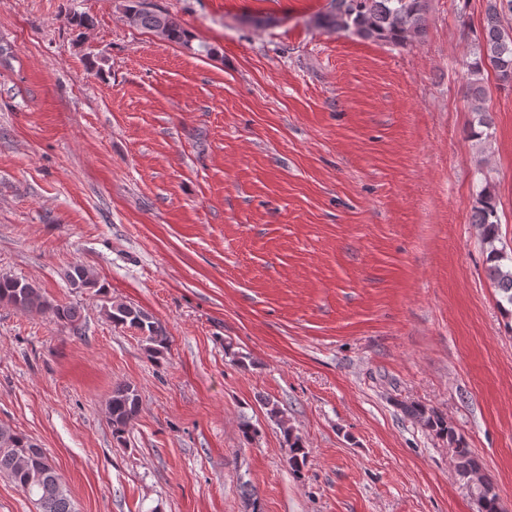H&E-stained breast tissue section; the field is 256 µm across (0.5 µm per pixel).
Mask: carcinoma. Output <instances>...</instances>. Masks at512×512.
I'll return each mask as SVG.
<instances>
[{
    "instance_id": "carcinoma-1",
    "label": "carcinoma",
    "mask_w": 512,
    "mask_h": 512,
    "mask_svg": "<svg viewBox=\"0 0 512 512\" xmlns=\"http://www.w3.org/2000/svg\"><path fill=\"white\" fill-rule=\"evenodd\" d=\"M428 0H330L329 10L318 16L316 26L329 30L350 31L357 37L372 42L404 47L424 35V16ZM126 17L133 26L148 29L164 40L178 43L200 55L210 56L214 49L200 43L193 46L194 35L184 29L175 18L144 0H131ZM470 81L468 99L471 111L477 116L480 127L490 128L491 117L485 106L487 89L484 72L495 73L499 85L512 90V0H487L485 21L481 37L472 57L467 62ZM472 221L480 226L481 236L487 246L488 273L502 301L512 306V269H503L502 262H512L502 248H497L498 216L495 196L490 187H483L472 201ZM67 280L75 288L94 284L88 271L76 265L66 273ZM0 302L16 307L22 312L52 311L54 316L71 325L79 320L73 306L52 304L38 286L18 278H0ZM104 312L116 326L139 328L145 331L146 351L159 357L167 349L169 336L151 315L140 308L125 303L104 307ZM112 435L122 441L126 429L139 413L140 395L127 384L112 389ZM267 415L280 425L289 446L288 463L292 470H301L307 462V453L299 437L293 433L283 418V411L275 401H265ZM405 411L436 436L448 440L454 447L456 470L465 480L476 498L480 512H500L499 495L491 479L482 474L477 460L453 427L438 413L419 405ZM0 434L7 435L12 446L0 448V475L7 476L35 504L37 512H73L69 491L56 467L44 465L38 455L22 465L15 450L29 444L30 437L1 423Z\"/></svg>"
}]
</instances>
